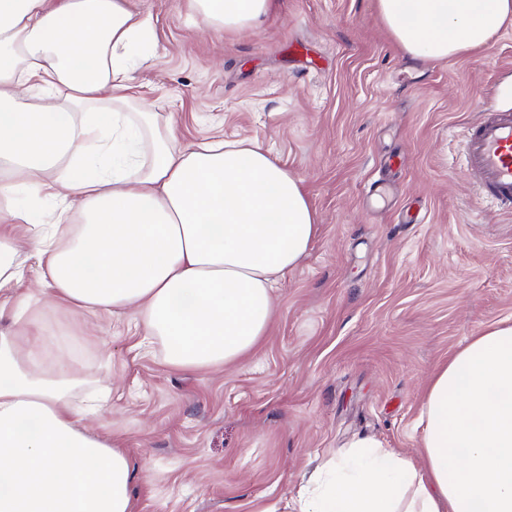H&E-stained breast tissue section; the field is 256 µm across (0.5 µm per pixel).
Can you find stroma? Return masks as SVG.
Masks as SVG:
<instances>
[{
	"mask_svg": "<svg viewBox=\"0 0 512 512\" xmlns=\"http://www.w3.org/2000/svg\"><path fill=\"white\" fill-rule=\"evenodd\" d=\"M155 60L132 73L181 145L254 139L302 179L321 232L244 360L178 372L135 316L91 315L82 371L107 379L92 426L120 437L137 512H286L309 474L373 437L409 455L425 380L512 319V214L460 165L468 126L512 109V25L430 62L393 43L375 0H277L259 27L197 31L188 0H130Z\"/></svg>",
	"mask_w": 512,
	"mask_h": 512,
	"instance_id": "1",
	"label": "stroma"
}]
</instances>
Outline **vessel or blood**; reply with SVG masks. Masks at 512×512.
<instances>
[{
  "label": "vessel or blood",
  "instance_id": "vessel-or-blood-1",
  "mask_svg": "<svg viewBox=\"0 0 512 512\" xmlns=\"http://www.w3.org/2000/svg\"><path fill=\"white\" fill-rule=\"evenodd\" d=\"M464 157L483 199L498 210L512 211V112H485L467 132Z\"/></svg>",
  "mask_w": 512,
  "mask_h": 512
}]
</instances>
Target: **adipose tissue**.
Instances as JSON below:
<instances>
[{"label": "adipose tissue", "mask_w": 512, "mask_h": 512, "mask_svg": "<svg viewBox=\"0 0 512 512\" xmlns=\"http://www.w3.org/2000/svg\"><path fill=\"white\" fill-rule=\"evenodd\" d=\"M206 31L257 27L276 0H189ZM408 55L487 47L512 0H376ZM151 16L126 0H0V512H135L121 440L79 396L84 313L136 316L143 344L198 371L267 336L274 293L320 226L302 181L250 139L180 146L128 93ZM24 224L28 233L12 227ZM42 289L21 290L28 262ZM420 448L372 438L318 466L289 512H512V321L428 379Z\"/></svg>", "instance_id": "obj_1"}]
</instances>
